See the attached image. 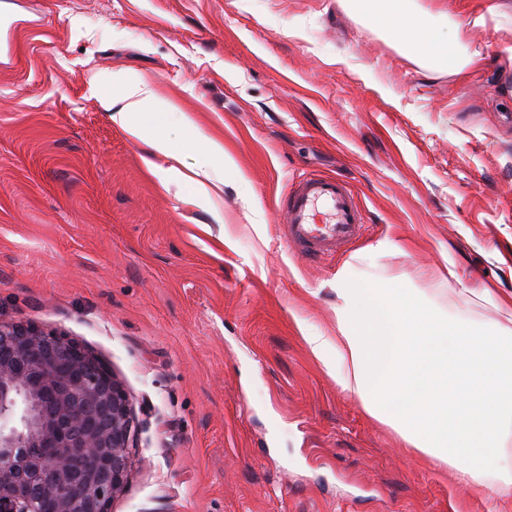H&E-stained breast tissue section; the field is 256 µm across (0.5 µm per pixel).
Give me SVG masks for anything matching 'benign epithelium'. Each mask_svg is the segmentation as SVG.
<instances>
[{
    "label": "benign epithelium",
    "instance_id": "benign-epithelium-1",
    "mask_svg": "<svg viewBox=\"0 0 512 512\" xmlns=\"http://www.w3.org/2000/svg\"><path fill=\"white\" fill-rule=\"evenodd\" d=\"M134 447L127 396L79 342L0 320V512H109Z\"/></svg>",
    "mask_w": 512,
    "mask_h": 512
}]
</instances>
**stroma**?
<instances>
[{
  "label": "stroma",
  "mask_w": 512,
  "mask_h": 512,
  "mask_svg": "<svg viewBox=\"0 0 512 512\" xmlns=\"http://www.w3.org/2000/svg\"><path fill=\"white\" fill-rule=\"evenodd\" d=\"M451 2L477 59L460 73L343 0H0V319L78 341L123 388L137 442L110 512H483L303 339L335 335L348 267L502 319L432 275L512 290V0ZM129 77L223 139L212 202L112 124ZM313 174L366 220L320 261L279 207Z\"/></svg>",
  "instance_id": "obj_1"
}]
</instances>
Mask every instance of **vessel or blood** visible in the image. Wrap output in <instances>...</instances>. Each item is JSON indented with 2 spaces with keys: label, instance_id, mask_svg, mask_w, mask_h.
I'll use <instances>...</instances> for the list:
<instances>
[{
  "label": "vessel or blood",
  "instance_id": "b4317fda",
  "mask_svg": "<svg viewBox=\"0 0 512 512\" xmlns=\"http://www.w3.org/2000/svg\"><path fill=\"white\" fill-rule=\"evenodd\" d=\"M282 207L288 240L309 257L334 253L353 239L363 222L348 185L334 177L303 178L284 198Z\"/></svg>",
  "mask_w": 512,
  "mask_h": 512
}]
</instances>
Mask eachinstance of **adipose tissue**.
<instances>
[{
	"instance_id": "ef3b65f1",
	"label": "adipose tissue",
	"mask_w": 512,
	"mask_h": 512,
	"mask_svg": "<svg viewBox=\"0 0 512 512\" xmlns=\"http://www.w3.org/2000/svg\"><path fill=\"white\" fill-rule=\"evenodd\" d=\"M352 8L382 30L402 53L437 69L460 71L475 59L463 49L459 28L418 7L415 0H352ZM114 125L150 152L143 162L164 182L210 199V164L232 165L222 141L188 112L182 123L207 159L184 171L158 128V118L178 110L147 83L132 79L117 98L104 99ZM336 333L305 335L311 353L337 385L356 395L365 410L391 427L407 447L447 466L462 487L512 485V463L503 452L512 426V327L489 329L450 323L401 288H385L337 273ZM487 512H512V499L486 496Z\"/></svg>"
}]
</instances>
